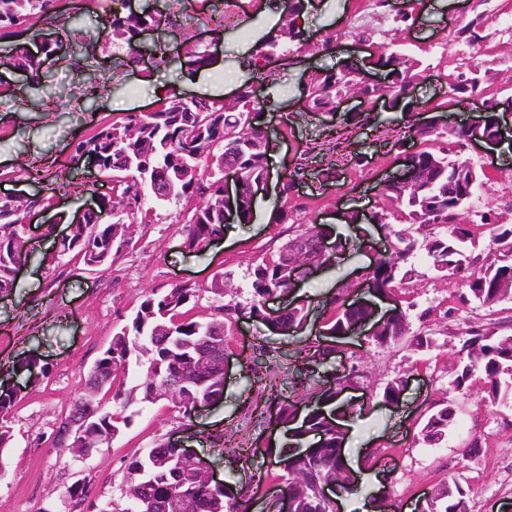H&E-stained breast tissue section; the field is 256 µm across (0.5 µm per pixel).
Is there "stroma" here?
<instances>
[{"mask_svg": "<svg viewBox=\"0 0 512 512\" xmlns=\"http://www.w3.org/2000/svg\"><path fill=\"white\" fill-rule=\"evenodd\" d=\"M241 2L234 21L223 24L224 0H125V10L153 15L152 34L166 46L164 59L131 68L124 64V45L113 43L105 21L116 7L114 0L100 5L57 0V11L74 18L84 39L95 43L94 56H84L79 46L65 40L61 50L74 55L76 64L45 59L40 81L0 67V197L36 195L45 200L31 224L34 254L11 296L0 300V387L18 392L7 416L12 444L0 454V512H44L50 506L56 512H86L88 502L119 498L125 487L124 461L172 439L204 456L218 479H260L265 491L252 496L249 512H278L275 491L282 486V470L276 457L282 431L271 417H259L254 410L264 398L253 383L255 365L263 364L282 387H292L305 347L331 315L333 299L354 305L376 300L383 316L409 297L421 314L411 329L431 325L434 348L417 352L403 343L380 349L369 344L361 329L335 340L333 353L318 367L320 374L348 381L335 405L359 428L346 435L342 456L359 462L362 470L383 472L389 512H427L429 495L453 478L468 489L469 512H512V411L496 412L486 405L482 376L473 378L467 394L452 398L457 420L442 445L432 448L414 441L432 406L447 397L464 331L475 327L512 335V300L492 310L475 301L455 306L452 286L438 279L421 248L409 261L415 271L412 290H396L391 300L374 299L366 278L378 251L388 246L385 232L376 224L346 223L339 214L381 206L379 180L399 173L396 157L412 145L403 136L402 115L382 107L366 112L358 100L347 101L343 113L361 114L362 122L346 127L344 144L334 150V119L311 118L299 109V89L311 71L341 66L347 56L363 61L365 75L374 80V55L400 42L421 61L417 97H438L442 78L453 71L458 54L478 64L483 84L499 88L503 119L512 124V93L505 90L512 84V0H420L410 27L397 20L401 0H386L380 13L364 16L358 26L353 18L359 14V0H307L297 24L298 40L257 82L260 118L278 156L269 165L267 189L257 194L251 223L225 225L223 235L203 251H191L177 221L188 206L173 201L152 214L149 223L137 225L134 246L110 270L90 275L65 259L42 262V255L55 251L45 225H54L56 234L67 233L77 212L104 192L90 160L73 161L76 141L128 114L150 112L174 92L223 101L234 97L247 75L245 62L255 40L288 8V0ZM479 14L489 39L472 48L451 47L449 31ZM364 27L371 29V38H361ZM329 36L335 40L332 50L316 51V43ZM190 44L209 50V66L196 70L187 65L184 52ZM461 156L486 172L471 208L492 211L495 224L512 225V205L506 200L512 193V134L498 148L468 146ZM294 168L300 172L298 184L285 203L278 198L280 178ZM323 168L331 169V177L320 176ZM63 169L71 176L66 190L55 179ZM311 218L321 226L330 259L299 283L307 322L289 336L258 318H225L229 359L223 401L190 415L165 398L134 399L125 410L129 425L82 463L70 448L53 445L56 424L83 393L91 366L147 296L191 283L197 290L191 315L206 321L216 315L209 288L220 275L226 302L247 303L253 264L276 256L296 224ZM452 307L456 315L446 317ZM29 357L43 370L39 378L17 369ZM401 375L409 382L399 406L393 407L384 403L381 392L386 382ZM216 435L229 438L231 447L213 443ZM473 438L480 453L462 454V443ZM237 445L254 448L249 463L237 460ZM76 487L82 488V498L71 497Z\"/></svg>", "mask_w": 512, "mask_h": 512, "instance_id": "obj_1", "label": "stroma"}]
</instances>
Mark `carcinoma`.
I'll list each match as a JSON object with an SVG mask.
<instances>
[{
    "instance_id": "1",
    "label": "carcinoma",
    "mask_w": 512,
    "mask_h": 512,
    "mask_svg": "<svg viewBox=\"0 0 512 512\" xmlns=\"http://www.w3.org/2000/svg\"><path fill=\"white\" fill-rule=\"evenodd\" d=\"M293 6L282 22L260 36L246 62L249 77L240 86L241 95L232 102L216 99H185L171 94L155 112L131 115L124 123L106 125L92 137L79 141L72 159L80 161L87 155H95L100 162L103 182L111 185V194L102 196L103 207L112 213L110 221L97 228L85 229L77 224L68 240L61 243L63 254H73L81 262H87L91 248L107 251L98 271L112 268L123 252L134 245V225L142 224L149 212L143 210L150 182L143 180L140 165L146 160L151 167L166 175L167 191L164 198L152 197L156 207L163 208L173 200L199 197V201L187 214L179 217L185 225L184 245L190 250H200L224 229V187L219 184L223 164L238 165L241 175L242 200L237 207L238 223H249L254 217V201L251 187L262 180L268 171L269 142L260 129L246 126L247 109L257 107L249 97L255 75H263L266 61L284 47L283 39L296 40V20L305 8L304 0H292ZM56 0H0V28L15 25L18 21L38 18L52 26L66 27L55 9ZM152 18L135 13L122 15L112 12L108 23L113 39L128 49L127 57L135 61L139 50L138 36L143 28L151 25ZM485 20L478 15L467 25L453 32V40L475 46L486 39L481 34ZM187 64L201 68L208 63L207 50L196 45L185 51ZM31 75H39L41 61L25 45L16 44L0 57V65ZM376 65L387 70V90L390 96L399 98L419 76L420 61L404 51L400 57L381 55ZM480 78L471 66L457 73L449 90L458 100H465ZM355 86V78L342 74V70L323 69L314 72L303 86L300 95L308 98L310 112L316 108L336 107L340 94ZM408 137L417 139L423 149L414 157V164L422 173L421 181L408 188L396 182L384 189L381 210L365 215L369 224H379L393 238L391 253L377 262L372 272L377 290L390 292L406 283L409 271L403 270L417 247L411 233L412 225L423 228L443 229V234H433L424 240V250L439 273L448 282L458 281L466 291H456L458 302L465 305L471 300L492 308L501 301L512 299V228L493 232L496 244L494 257L484 259L474 254V235L466 224H456L455 213L462 212L459 202L469 203L476 188L481 185L480 173L471 167L473 179L448 187V172L455 169L459 159L452 157V149L445 146V135L434 133L413 123L405 127ZM28 206L20 200L0 198V293H10L16 282L17 265L30 255L29 241L23 225ZM284 244L277 257L264 259L252 271V302L241 305L224 303V279L215 280L209 289L215 309L227 315H263V300L273 293L290 289V271ZM196 288L183 284L167 289L163 294H152L140 306L131 320L112 336L106 349L110 356H101L104 368L111 375V383L104 394L111 399L103 401L93 388L75 399L71 409L83 410L90 406L98 413L97 420L87 429L86 443L97 448L116 437L121 426L128 425L122 410L136 393L143 400L163 395L164 377L173 372H184L190 390L198 396L220 397L224 389V374L215 369L206 374L197 372L192 361L195 348L206 336L225 340L224 321L213 318L199 321L187 316L184 308L195 297ZM415 303L407 302L388 323L371 336L379 347L401 343L403 337L412 336L410 346L415 350L432 347L428 333H411L408 311ZM372 310L362 308L358 313L343 305L334 307L324 324V335L345 336L356 321L368 317ZM306 319L304 306H295L283 316L285 332H296ZM459 363L454 377L448 381V393L464 394L470 380L478 372L485 375L488 406H512V335H487L475 330L465 331ZM151 355L149 367L143 378L129 389L123 388L132 357L136 352ZM253 383L266 393L265 402L277 404V417L281 424L295 420V409L290 397L278 389L277 384L264 373L253 374ZM457 416L453 401L436 407L423 424L415 441L438 446L448 436V428ZM299 433L292 437L278 463H286L282 476V495L288 498L290 512H335L331 502L325 500L318 489L301 483V475H314L324 480L343 477L340 457L336 455V443L343 433L336 429L332 413L309 412ZM313 433L320 437V444L307 454L299 450L300 437ZM127 479L141 484L145 495L165 499L176 491L183 493L180 512H246L250 487L224 484V489L203 484L196 479L195 469L182 463L173 448L132 459L126 467ZM95 512H138L127 497L122 501H109ZM431 512H468L465 497L448 498L447 487L440 488L432 500Z\"/></svg>"
}]
</instances>
